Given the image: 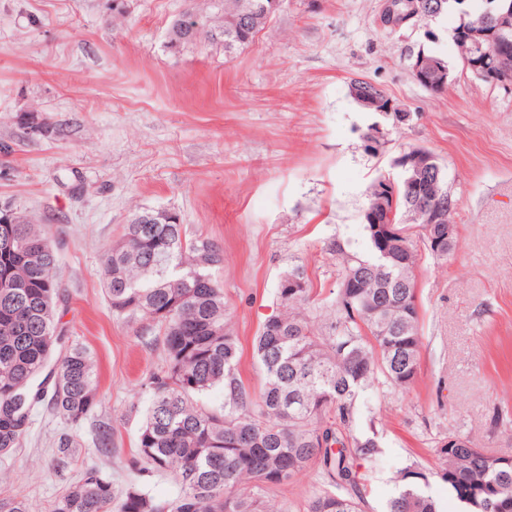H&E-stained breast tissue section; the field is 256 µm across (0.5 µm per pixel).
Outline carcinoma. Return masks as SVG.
I'll return each instance as SVG.
<instances>
[{
  "label": "carcinoma",
  "instance_id": "carcinoma-1",
  "mask_svg": "<svg viewBox=\"0 0 512 512\" xmlns=\"http://www.w3.org/2000/svg\"><path fill=\"white\" fill-rule=\"evenodd\" d=\"M416 0L419 18L448 12V2ZM252 6L256 23L237 25L200 7L197 30L184 29L177 16L166 47L221 45L236 51L264 29L271 0H242ZM512 7V0H485L484 9L454 28L463 32L485 22L488 14ZM492 62L512 72V30L485 47ZM396 217L416 221L425 205L454 207L446 182L439 195L414 193L395 183ZM138 211L121 237L103 254L104 290L112 315L128 324L145 317L163 336V365L145 387L150 403L138 430L135 464L147 474L172 477L171 500L152 496L139 483L118 487L96 466L55 499L47 512H281L254 491L279 486L318 461L332 482L307 503V512H362L351 496L358 483V455H373L371 438L354 440L349 455L332 446L341 442L353 400L381 374L406 388L420 371V316L411 289L417 242L403 263L382 264L375 244L371 256L345 253L336 298L320 304L319 293L302 265L285 270L278 282L280 312L265 321L253 346L264 375L262 391L251 394L236 375L237 337L228 318L224 286L215 272L224 249L209 237L187 238L177 216L168 224H142ZM9 240L0 236V454L17 447L35 407L46 402L71 425L97 404V370L89 350L66 344L55 318L60 286L55 279L56 248L50 231L23 215L12 217ZM324 323L310 321L316 306ZM223 389L224 403L204 397ZM461 460L444 481L471 512H512V459L491 457L469 439L448 434L439 450ZM0 512H29L26 498L0 496ZM387 512H437L432 497L407 485L388 502Z\"/></svg>",
  "mask_w": 512,
  "mask_h": 512
}]
</instances>
